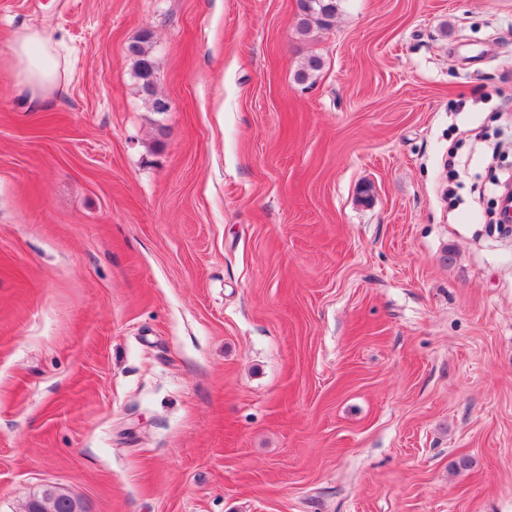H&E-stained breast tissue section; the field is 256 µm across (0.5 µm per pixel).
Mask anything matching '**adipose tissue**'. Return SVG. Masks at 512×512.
Instances as JSON below:
<instances>
[{
    "mask_svg": "<svg viewBox=\"0 0 512 512\" xmlns=\"http://www.w3.org/2000/svg\"><path fill=\"white\" fill-rule=\"evenodd\" d=\"M10 49L28 104L37 109L48 108L62 83L52 41L39 30L24 28L13 34Z\"/></svg>",
    "mask_w": 512,
    "mask_h": 512,
    "instance_id": "ef3b65f1",
    "label": "adipose tissue"
}]
</instances>
